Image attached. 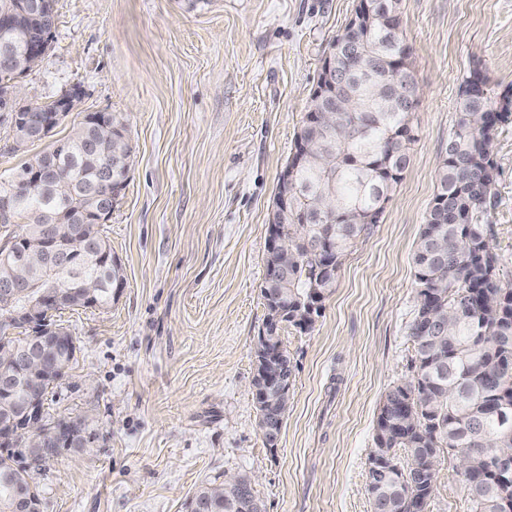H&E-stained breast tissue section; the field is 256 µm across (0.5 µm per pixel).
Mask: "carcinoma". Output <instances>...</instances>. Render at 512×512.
<instances>
[{
  "label": "carcinoma",
  "mask_w": 512,
  "mask_h": 512,
  "mask_svg": "<svg viewBox=\"0 0 512 512\" xmlns=\"http://www.w3.org/2000/svg\"><path fill=\"white\" fill-rule=\"evenodd\" d=\"M29 38L44 31L42 17L31 11L30 0H12ZM399 0H375V20L366 34L348 29L331 43V57L346 68L341 43L355 42L369 57L380 60L406 50L400 24L390 28V14ZM382 78L403 87L412 70H398L382 62L370 74L350 73L348 89L357 95V109L331 115V123L316 129L303 123L294 146L307 141L317 146L310 159L296 161L294 183L298 196L283 224L289 239L320 240L332 234L336 266L328 268L323 254L303 251L288 266V311L280 323L301 330L313 322L318 309H309L310 289L326 294L342 258L380 223L384 202L402 180L409 142L395 136L410 123L412 110L374 97L372 79ZM512 120V96L495 97L488 86L481 95L460 90L459 117L448 142V155L439 172L438 192L429 209L413 254L416 277V314L409 328L415 347L413 377L392 387L380 406L371 456L368 491L372 512H428L438 478L437 458L446 449L456 459L466 457L460 469L468 492L467 512H512V475L494 482L495 460L512 452V283L497 277L498 256L489 241V225L481 213L497 195L498 167L493 143L499 127ZM57 143L35 154L30 162L49 160L64 169L71 194L61 199L32 195L15 179L0 180V197L14 202V235L34 236L51 219L83 230L89 242L109 247L102 225L85 213L100 207L108 187L99 174L108 151H114L112 172L125 182L127 171L117 161V148L88 129L70 139L66 153ZM65 300L42 314L33 329L14 335L9 311L0 307V358L9 352L34 349L57 326L53 313L85 308L82 280L95 279L101 288L94 306L111 303L110 272L93 260L81 265V278L60 272ZM434 298L437 309L451 316L452 326L440 333H424L423 309ZM288 402L260 406L259 428L268 446L270 431L281 430ZM403 452L400 462L397 452ZM13 470L0 475V512H12L24 467L12 455L0 454Z\"/></svg>",
  "instance_id": "cac0c4a2"
}]
</instances>
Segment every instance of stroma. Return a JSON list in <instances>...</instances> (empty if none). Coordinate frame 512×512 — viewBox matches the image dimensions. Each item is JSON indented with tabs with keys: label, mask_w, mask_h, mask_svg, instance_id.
Here are the masks:
<instances>
[{
	"label": "stroma",
	"mask_w": 512,
	"mask_h": 512,
	"mask_svg": "<svg viewBox=\"0 0 512 512\" xmlns=\"http://www.w3.org/2000/svg\"><path fill=\"white\" fill-rule=\"evenodd\" d=\"M356 0H56L50 47L20 80L21 105L70 87L80 111L126 120L134 150L105 226L124 286L104 309L61 311L78 350L47 394L53 418L86 422L89 451H62L38 478L42 512H189L225 475L253 478L264 512H371L375 426L386 393L411 379V256L458 118L462 77L512 88V0H400L421 96L402 181L371 235L343 259L307 330L283 325L294 367L276 448L259 429L254 348L268 219L330 41ZM0 109V179L16 150ZM490 224L498 275L512 281V122L494 143ZM448 453L430 512H466Z\"/></svg>",
	"instance_id": "1"
}]
</instances>
